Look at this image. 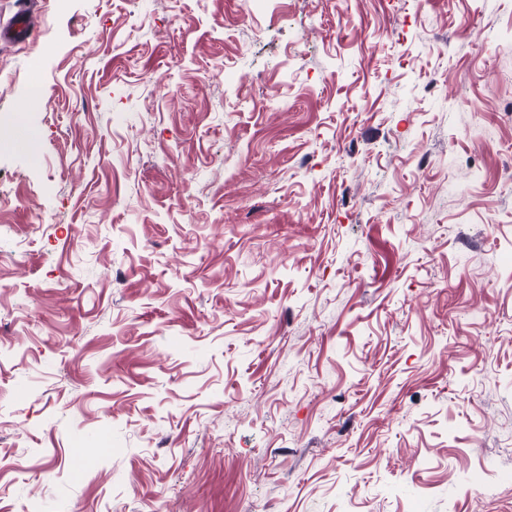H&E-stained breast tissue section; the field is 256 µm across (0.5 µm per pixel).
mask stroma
<instances>
[{"label":"stroma","mask_w":512,"mask_h":512,"mask_svg":"<svg viewBox=\"0 0 512 512\" xmlns=\"http://www.w3.org/2000/svg\"><path fill=\"white\" fill-rule=\"evenodd\" d=\"M40 10L0 512H512V0Z\"/></svg>","instance_id":"35a3bbf8"}]
</instances>
